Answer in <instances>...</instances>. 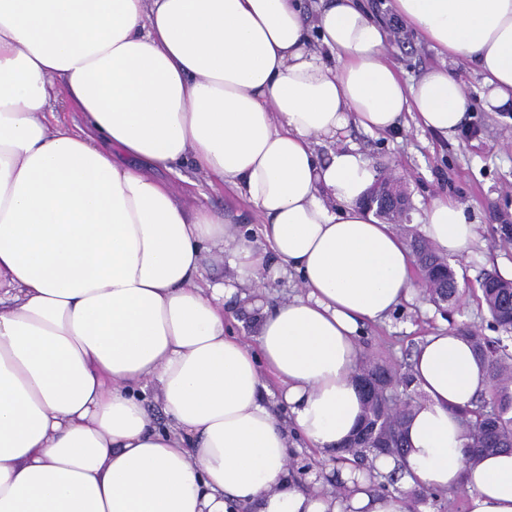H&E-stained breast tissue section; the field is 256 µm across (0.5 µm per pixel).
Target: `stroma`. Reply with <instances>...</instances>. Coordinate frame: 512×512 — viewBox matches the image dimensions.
<instances>
[{
    "instance_id": "1",
    "label": "stroma",
    "mask_w": 512,
    "mask_h": 512,
    "mask_svg": "<svg viewBox=\"0 0 512 512\" xmlns=\"http://www.w3.org/2000/svg\"><path fill=\"white\" fill-rule=\"evenodd\" d=\"M387 2L367 0V5L385 25L388 57L410 82L438 65L440 57L411 28L399 26ZM453 70L464 82L470 101L466 122L455 137L446 140L416 128L376 136L355 127L344 137L377 168L393 167L403 179L409 194V208L400 228L405 237L421 235L424 212L440 196L468 205L480 224L482 246L449 262L460 287L467 290L450 315H443L421 293L388 320L365 328L362 359L385 363L400 373L409 370L422 339L437 330L464 323L486 331V308L475 290L486 274L512 277V244L504 242L499 233L502 225H512V109L488 103L489 90L470 66L458 62ZM183 173L195 178L196 203L224 212L241 228H254L245 200L231 190L212 187L203 176L194 175L192 168H184Z\"/></svg>"
}]
</instances>
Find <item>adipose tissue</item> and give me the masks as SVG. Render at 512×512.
<instances>
[{
	"label": "adipose tissue",
	"mask_w": 512,
	"mask_h": 512,
	"mask_svg": "<svg viewBox=\"0 0 512 512\" xmlns=\"http://www.w3.org/2000/svg\"><path fill=\"white\" fill-rule=\"evenodd\" d=\"M390 10L442 59L410 84L364 0L311 18L302 0H0V512H410L418 485L512 512V453L463 461L460 411L488 383L448 331L413 353L405 458L375 459L404 492L350 467L338 497L291 474V434L324 462L357 429L359 326L415 288L405 238L361 204L379 172L341 136L408 117L454 137L459 58L512 105V0ZM59 99L76 121L49 120ZM187 165L242 195L262 240L165 180ZM424 231L448 257L480 238L445 198ZM211 254L232 277L204 281ZM267 268L301 294L261 298ZM232 303L254 343L228 332Z\"/></svg>",
	"instance_id": "obj_1"
}]
</instances>
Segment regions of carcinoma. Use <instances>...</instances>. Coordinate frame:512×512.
Wrapping results in <instances>:
<instances>
[{
  "mask_svg": "<svg viewBox=\"0 0 512 512\" xmlns=\"http://www.w3.org/2000/svg\"><path fill=\"white\" fill-rule=\"evenodd\" d=\"M410 248L416 263L421 268L435 264L443 265L429 244L421 238H413ZM429 291L438 297H448V307H453L459 295V286L452 269H447V277L431 282ZM482 299L492 319L494 336H483L467 326L456 328L457 334L465 337L476 356L485 366L489 382L486 395L490 400L479 397L474 407L461 412L467 429L468 442L463 450L467 463L502 453L512 452V307L505 306L512 297V280L498 274H488L481 282ZM414 405L407 402L388 406L379 401L364 404L361 425L367 430L363 441L356 443L353 454L360 457L374 447L376 436L390 439L392 447L398 449V457H403L408 444L405 428Z\"/></svg>",
  "mask_w": 512,
  "mask_h": 512,
  "instance_id": "carcinoma-1",
  "label": "carcinoma"
}]
</instances>
